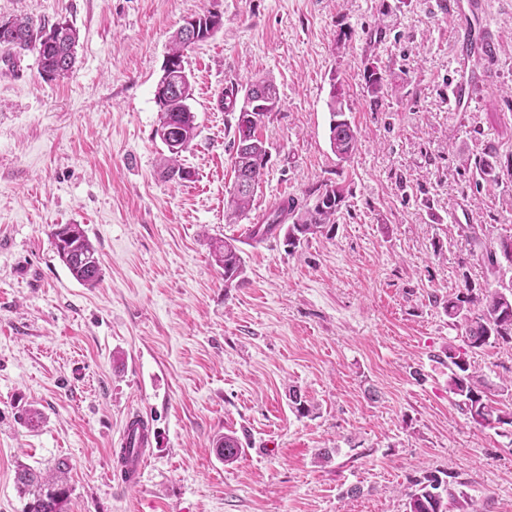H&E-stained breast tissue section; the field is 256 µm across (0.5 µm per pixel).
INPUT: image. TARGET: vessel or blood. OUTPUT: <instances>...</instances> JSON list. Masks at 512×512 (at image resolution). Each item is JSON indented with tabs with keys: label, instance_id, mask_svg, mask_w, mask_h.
<instances>
[{
	"label": "vessel or blood",
	"instance_id": "obj_1",
	"mask_svg": "<svg viewBox=\"0 0 512 512\" xmlns=\"http://www.w3.org/2000/svg\"><path fill=\"white\" fill-rule=\"evenodd\" d=\"M480 4L478 0H458L456 9L461 16L467 17L468 22L456 34L459 51H466L480 44L485 33L483 29L471 24V17L477 16ZM155 432L149 419L139 413H130L125 417L119 446L114 449V473L125 484L139 485L146 465L150 461Z\"/></svg>",
	"mask_w": 512,
	"mask_h": 512
}]
</instances>
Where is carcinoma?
<instances>
[{
	"label": "carcinoma",
	"instance_id": "1",
	"mask_svg": "<svg viewBox=\"0 0 512 512\" xmlns=\"http://www.w3.org/2000/svg\"><path fill=\"white\" fill-rule=\"evenodd\" d=\"M192 33L184 28L173 35L168 62L176 69H184L183 51L189 45ZM76 29L66 20L52 24H34L28 17L9 18L0 23V48L4 57L11 59L23 52L37 54L39 71L46 80H56L67 75L75 63ZM385 71L371 65L365 69V84L368 94L378 99L385 86ZM260 86L267 97L269 106L259 112L240 108L235 125L231 162L235 177H243L248 189L229 191L227 210L233 215L245 213L251 204L255 185L259 183L267 163L268 147L260 130L271 113L279 109L281 98L278 87L271 79L256 80L249 84ZM194 86L173 84L169 95L156 97L159 106L155 131H164L167 138L180 148H168L169 156L164 159V173L170 179L187 180L191 172L179 164V153L197 136L196 116L187 107L193 98ZM331 112L330 147L340 160L348 159L358 150L359 137L356 125L346 117L344 104L331 94L328 102ZM475 188L497 186L502 182L503 170L496 155L489 148L482 150L473 163ZM344 189L337 184H324L318 189L313 205L298 206L295 200L282 201L273 213L253 227L252 240L263 242L271 229L291 218L286 226L284 239L289 250H294L308 237L323 235L334 230L336 218L344 203ZM470 245L471 256L494 278L495 287L486 288L475 294L468 292L443 302L448 318L462 326L468 346L481 349L487 345L512 344V275L504 271L501 249L512 244V237L506 236L495 245H487L480 237L479 230L469 224L462 229ZM50 236L60 261L79 283L93 287L101 279L97 250L91 243L86 230L80 224H55ZM216 263L224 268V280L233 281L244 272L241 249L233 240H221L213 246ZM444 354L448 358V390L460 397L458 406L470 418L483 426L509 425L512 427V409L501 406L493 398L488 382L482 376L470 371L465 354L448 347ZM215 451L225 463L235 462L243 452L242 442L233 432H228L215 442ZM16 483L20 493L28 496L24 512H65L69 488L62 468L51 475L43 476L35 470L22 467L16 471ZM459 503L452 488V482L430 472L412 480L408 493L406 512H448V506Z\"/></svg>",
	"mask_w": 512,
	"mask_h": 512
}]
</instances>
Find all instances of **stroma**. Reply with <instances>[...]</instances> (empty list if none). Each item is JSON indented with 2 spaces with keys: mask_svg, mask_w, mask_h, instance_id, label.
Masks as SVG:
<instances>
[{
  "mask_svg": "<svg viewBox=\"0 0 512 512\" xmlns=\"http://www.w3.org/2000/svg\"><path fill=\"white\" fill-rule=\"evenodd\" d=\"M436 0H0V19L66 20L76 63L43 80L37 55L0 59V512H23L15 472L68 462L66 512H406L422 470L453 475L483 512H512V427L474 422L448 391L446 348L489 383L512 346L471 349L441 303L490 276L459 235H512V177L475 189L466 159L512 164V0H485L494 58L459 59L463 18ZM222 27L184 52L198 135L164 179L155 89L185 19ZM383 67L379 101L364 70ZM272 78L269 160L250 209L226 218L237 111L218 97ZM474 91L448 109V85ZM339 90L359 147L329 146ZM343 186L332 236L288 250L247 234L286 197ZM82 225L102 275L77 282L50 237ZM236 240L241 280L212 246ZM314 411H295L289 388ZM38 410L39 429L21 416ZM154 455L138 487L114 475L127 412ZM232 431L243 452L220 460ZM328 460H319L321 452ZM215 445L217 455L227 464L235 462L243 452L242 442L235 432L224 433V436L216 440Z\"/></svg>",
  "mask_w": 512,
  "mask_h": 512,
  "instance_id": "obj_1",
  "label": "stroma"
}]
</instances>
